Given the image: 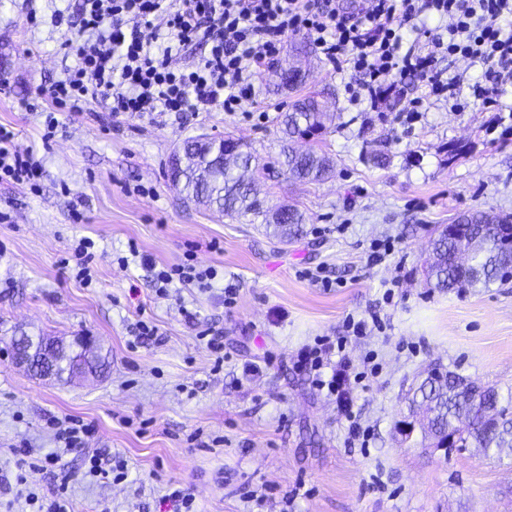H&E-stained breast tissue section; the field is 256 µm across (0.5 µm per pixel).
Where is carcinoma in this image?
Here are the masks:
<instances>
[{
	"label": "carcinoma",
	"mask_w": 512,
	"mask_h": 512,
	"mask_svg": "<svg viewBox=\"0 0 512 512\" xmlns=\"http://www.w3.org/2000/svg\"><path fill=\"white\" fill-rule=\"evenodd\" d=\"M327 114L312 96L288 104L282 124L281 154L289 177L299 181H317L332 171L329 157L314 151L298 152L291 142L305 134L321 135L326 130ZM219 138L205 143L199 138L183 142L182 156L169 161V177L187 202L215 207L230 216L251 215L262 218L267 229L286 240L303 232V215L295 208L269 211L259 198L255 185L234 172L217 152ZM471 223L455 224L438 230L431 242L430 259L424 268L428 285L450 292L486 291L508 283L512 277V215L487 212L469 213ZM55 344L51 361L57 379L71 377L75 368L87 363L83 351L74 343L66 344L53 336L36 335ZM406 418L416 420L427 447L453 438L455 451L473 449L480 457L512 459V392L506 394L492 385L464 375L445 371L423 378L410 389Z\"/></svg>",
	"instance_id": "1"
}]
</instances>
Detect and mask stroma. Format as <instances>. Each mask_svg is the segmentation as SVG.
Returning <instances> with one entry per match:
<instances>
[{
	"label": "stroma",
	"mask_w": 512,
	"mask_h": 512,
	"mask_svg": "<svg viewBox=\"0 0 512 512\" xmlns=\"http://www.w3.org/2000/svg\"><path fill=\"white\" fill-rule=\"evenodd\" d=\"M80 5L0 0V126L43 166L37 191L0 182L9 215L0 222V337L90 335L110 365L64 383L0 352V512H23L8 481L11 450H54L51 417L91 423L89 449L128 467L124 482L89 483L84 452L63 453L76 477L74 512H169L161 499L170 483L191 490L198 512H512V460L447 456L403 442L396 428L427 367L512 389V283L448 293L421 274L438 225L474 209L512 215V92L499 108L465 94L454 110L422 100L416 81L391 77L379 107L355 105L347 88L356 74L334 71L300 34L285 40L239 113L113 118L92 103L59 114L46 144L44 91L75 64L51 16L64 6L78 17ZM295 57L306 77L294 93L281 88L278 70ZM298 93L318 94L334 114L314 144L333 161L321 182L290 179L280 165L282 121ZM204 133L253 149L250 177L268 206L303 212L301 236L283 243L259 221L182 199L168 160ZM379 152L386 165L369 163ZM82 237L97 244L86 281L62 263ZM191 247L199 267L217 269L213 287L158 296L155 267L181 263ZM228 287L238 291L231 306ZM373 315L378 326L347 344L370 373L354 405L367 431L360 442L293 356L318 337L346 336L347 318ZM143 321L158 334L139 344ZM203 331L223 336L222 368ZM250 362L267 371L247 383Z\"/></svg>",
	"instance_id": "stroma-1"
}]
</instances>
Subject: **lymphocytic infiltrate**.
<instances>
[{"mask_svg":"<svg viewBox=\"0 0 512 512\" xmlns=\"http://www.w3.org/2000/svg\"><path fill=\"white\" fill-rule=\"evenodd\" d=\"M512 16V0H363L349 12L340 0H82L78 37L63 48L76 59L73 69L49 89L52 103L70 112L88 101L111 115L135 118L168 112L236 111L251 97L253 79L274 62L286 37L311 38L321 59L333 69L361 76L350 99L378 104L383 82L392 74L419 77L428 96L456 104L462 77L438 69L439 57H462L483 70L471 85L474 99L498 103L512 87V33L499 25ZM449 18L446 36H431V17ZM422 38L421 47L403 50V34ZM195 45L206 54L195 67L177 64ZM0 175L36 185L42 164L33 150H18L14 134L0 127ZM348 338L320 337L299 348L297 370L313 377L318 390L336 404L349 423L351 438L362 427L353 412L356 372L346 351ZM15 476L31 512H70L72 475L59 469V457L43 463L58 468L57 485L44 497L26 489L30 448L15 449Z\"/></svg>","mask_w":512,"mask_h":512,"instance_id":"1","label":"lymphocytic infiltrate"}]
</instances>
